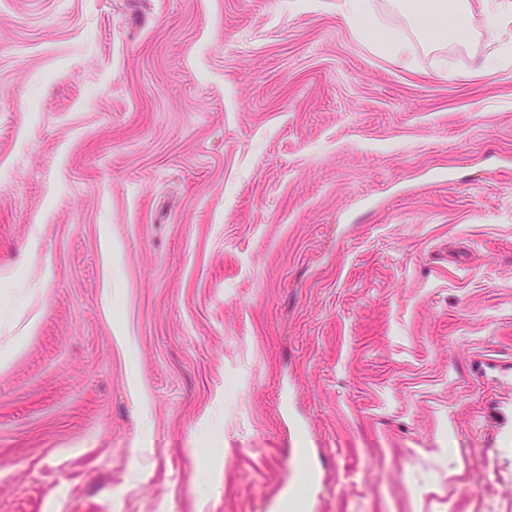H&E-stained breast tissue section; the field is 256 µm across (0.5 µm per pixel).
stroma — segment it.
Segmentation results:
<instances>
[{"mask_svg":"<svg viewBox=\"0 0 512 512\" xmlns=\"http://www.w3.org/2000/svg\"><path fill=\"white\" fill-rule=\"evenodd\" d=\"M0 0V512H512V26Z\"/></svg>","mask_w":512,"mask_h":512,"instance_id":"35a3bbf8","label":"stroma"}]
</instances>
